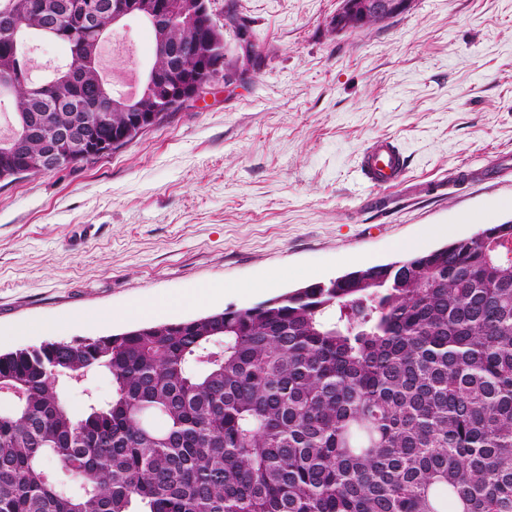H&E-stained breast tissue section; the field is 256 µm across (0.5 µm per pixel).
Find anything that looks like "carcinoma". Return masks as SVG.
<instances>
[{
  "mask_svg": "<svg viewBox=\"0 0 512 512\" xmlns=\"http://www.w3.org/2000/svg\"><path fill=\"white\" fill-rule=\"evenodd\" d=\"M22 2L0 0L21 35L0 81L28 151L0 138V180L48 171L72 107L102 140L154 105L102 75L111 13ZM150 25L156 70L201 87L224 66L223 27ZM45 38L69 54L34 83ZM195 39L203 65L178 51ZM100 372L107 401L86 387ZM2 389L20 397L0 412V512H512V224L250 308L0 354Z\"/></svg>",
  "mask_w": 512,
  "mask_h": 512,
  "instance_id": "cac0c4a2",
  "label": "carcinoma"
}]
</instances>
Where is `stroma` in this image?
Returning a JSON list of instances; mask_svg holds the SVG:
<instances>
[{
	"instance_id": "stroma-1",
	"label": "stroma",
	"mask_w": 512,
	"mask_h": 512,
	"mask_svg": "<svg viewBox=\"0 0 512 512\" xmlns=\"http://www.w3.org/2000/svg\"><path fill=\"white\" fill-rule=\"evenodd\" d=\"M257 35L262 60L109 156L0 182V351L136 328L138 302L224 286L160 322L245 309L512 220V0H414L338 33V0H213ZM153 35L107 39L112 76L146 66ZM396 141L400 184L368 186L375 139Z\"/></svg>"
}]
</instances>
